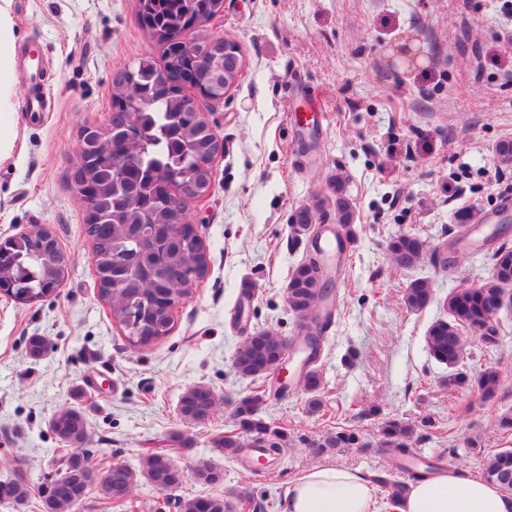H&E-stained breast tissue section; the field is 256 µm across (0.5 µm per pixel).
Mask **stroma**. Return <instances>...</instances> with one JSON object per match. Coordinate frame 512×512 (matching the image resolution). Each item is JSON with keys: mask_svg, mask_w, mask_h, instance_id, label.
Here are the masks:
<instances>
[{"mask_svg": "<svg viewBox=\"0 0 512 512\" xmlns=\"http://www.w3.org/2000/svg\"><path fill=\"white\" fill-rule=\"evenodd\" d=\"M137 6L10 0L14 126L0 160V238L47 227L70 266L52 296L20 303L0 294V481L21 474L35 488L52 474L61 442L48 421L64 406L84 411L92 461L136 468L163 453L185 473L182 495L246 496L250 512H282L288 488L315 466L367 477L390 470L380 446L390 417L415 425L412 460L477 476L467 437L489 451L512 448L497 425L512 410V309L496 318L498 346L467 335V367L503 374L504 391L488 405L448 391V369L430 357L425 336L444 318L448 292L481 283L492 252L512 246V211L501 209L512 166L495 159L496 145L512 141V15L503 0H224L208 29L240 44L245 67L223 102L196 101L222 149L210 191L185 202L208 271L174 310L170 332L143 349L129 345L96 294L86 211L68 181L81 128L104 125L111 111L115 71L162 58ZM37 91L44 105L33 112ZM336 173L347 180L357 239L345 264L325 271L334 305L317 360L324 408L312 414L298 383L301 354L291 355L284 381L275 372L241 376L232 359L257 330L301 336L288 276L318 250L292 225L308 208L321 230L335 226L324 199ZM399 233L419 234L454 264L394 268L387 242ZM419 278L433 300L417 311L405 290ZM35 336L46 344L37 358L28 354ZM198 384L214 391L218 412L189 425L178 404ZM260 387L271 391L264 420L288 439L254 469V449L230 458L215 439L236 429V402ZM339 426L358 430L362 447L312 454ZM440 426L451 437H439ZM202 461L220 468L218 484L196 482Z\"/></svg>", "mask_w": 512, "mask_h": 512, "instance_id": "1", "label": "stroma"}]
</instances>
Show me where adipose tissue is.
I'll return each instance as SVG.
<instances>
[{
  "mask_svg": "<svg viewBox=\"0 0 512 512\" xmlns=\"http://www.w3.org/2000/svg\"><path fill=\"white\" fill-rule=\"evenodd\" d=\"M14 37L6 0H0V156L11 149L10 87L4 82L12 63ZM283 512H377L370 479L351 469L318 466L288 489ZM399 512H512V499L496 487L455 470L411 482Z\"/></svg>",
  "mask_w": 512,
  "mask_h": 512,
  "instance_id": "ef3b65f1",
  "label": "adipose tissue"
}]
</instances>
